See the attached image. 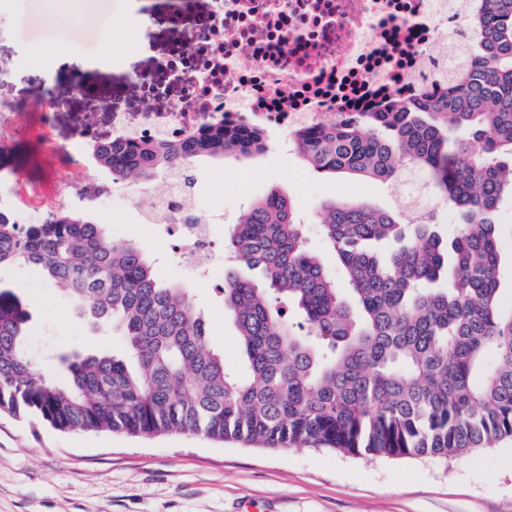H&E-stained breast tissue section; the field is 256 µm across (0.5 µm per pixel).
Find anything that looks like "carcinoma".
Here are the masks:
<instances>
[{
  "instance_id": "1",
  "label": "carcinoma",
  "mask_w": 512,
  "mask_h": 512,
  "mask_svg": "<svg viewBox=\"0 0 512 512\" xmlns=\"http://www.w3.org/2000/svg\"><path fill=\"white\" fill-rule=\"evenodd\" d=\"M486 2L469 20L475 43L442 88L400 92L389 112L292 139L319 174L442 197L455 216L450 244L431 213L408 226L389 210L335 201L319 224L345 275L338 288L306 247L291 200L268 193L224 244L235 258L222 293L244 353L238 374L185 289L160 283L138 247L80 211L41 224L0 211V267H38L81 316L117 324L125 340L119 355L60 357L67 380L52 383L32 369L28 305L0 286V412L67 431L444 461L512 438V301L501 296L497 220L512 196V0ZM263 148L260 130L222 128L175 144H106L95 157L114 182L169 172L188 187L196 158Z\"/></svg>"
}]
</instances>
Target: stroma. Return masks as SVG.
Returning a JSON list of instances; mask_svg holds the SVG:
<instances>
[{"label": "stroma", "mask_w": 512, "mask_h": 512, "mask_svg": "<svg viewBox=\"0 0 512 512\" xmlns=\"http://www.w3.org/2000/svg\"><path fill=\"white\" fill-rule=\"evenodd\" d=\"M15 14L0 19V98H17L39 87L46 54L65 63L58 91L74 110L59 115L55 138L64 146L78 139L85 117L109 131L111 116L75 96L83 82H119L140 68L145 48L162 56L156 17L163 0H13ZM129 41L117 69L95 66L104 47ZM40 112L17 113L20 138L12 163L29 183H58L56 206L70 207V188L61 182L65 159L45 153L34 132ZM224 172L223 185L210 171ZM188 194L195 211L210 224L216 242L253 201L278 191L294 204L305 224L308 248L332 276L335 253L317 223L326 202L368 203L413 222L422 208L433 210L438 231L451 239L448 207L439 196L413 197L398 183L355 176L334 177L311 170L289 135L272 128L264 148L241 160L202 158ZM140 185H115L106 207L88 216L108 225L113 238L140 248L153 262L158 281L186 288L205 318L212 346L227 366L242 364L230 315L224 310V264L207 283L189 276L183 260L151 235L136 205ZM0 285L23 298L30 310L28 344L38 373L59 381L65 354L118 353L117 326H92L72 301L32 266L0 268ZM0 512H512V439L467 457L368 458L327 449L273 451L256 445L217 442L200 435L153 438L112 432H67L33 419L0 413Z\"/></svg>", "instance_id": "obj_1"}]
</instances>
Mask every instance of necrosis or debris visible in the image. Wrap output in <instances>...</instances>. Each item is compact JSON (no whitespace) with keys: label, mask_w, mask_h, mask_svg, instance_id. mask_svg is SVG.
Masks as SVG:
<instances>
[{"label":"necrosis or debris","mask_w":512,"mask_h":512,"mask_svg":"<svg viewBox=\"0 0 512 512\" xmlns=\"http://www.w3.org/2000/svg\"><path fill=\"white\" fill-rule=\"evenodd\" d=\"M169 12L166 53L129 76L142 90L139 106L124 109L91 86L82 97L112 115V131L85 126L67 147L73 204H95L112 192L89 155L91 145L179 142L217 128L275 127L286 133L312 128L327 117L346 118L357 107H386L400 92L440 87L448 72V40L461 34L467 15L485 0H187ZM43 96L0 99V148L17 140L19 107L50 116L65 104ZM54 212L52 192L22 193L11 168H0V209ZM138 207L158 238L191 262L194 277H207L224 253L210 227L191 223L189 200L179 192L154 199L141 192Z\"/></svg>","instance_id":"1"}]
</instances>
